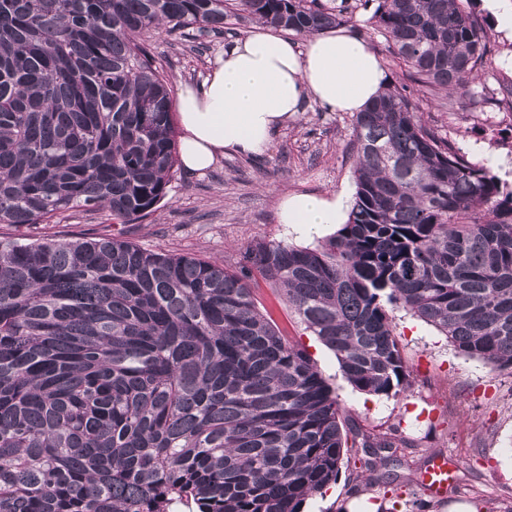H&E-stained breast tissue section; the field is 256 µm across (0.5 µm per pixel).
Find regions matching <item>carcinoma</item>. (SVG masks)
I'll list each match as a JSON object with an SVG mask.
<instances>
[{"instance_id": "obj_1", "label": "carcinoma", "mask_w": 512, "mask_h": 512, "mask_svg": "<svg viewBox=\"0 0 512 512\" xmlns=\"http://www.w3.org/2000/svg\"><path fill=\"white\" fill-rule=\"evenodd\" d=\"M0 0V224L69 211L139 224L179 149L145 37L228 17L296 34L342 22L319 0ZM409 76L473 96L483 25L463 0H378ZM355 193L315 247L238 267L112 237L0 238V512H303L366 456L306 351L260 308L263 280L372 396L412 385L404 311L462 355L512 370V190L387 88L353 118Z\"/></svg>"}]
</instances>
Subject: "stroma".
Instances as JSON below:
<instances>
[{
	"label": "stroma",
	"instance_id": "stroma-1",
	"mask_svg": "<svg viewBox=\"0 0 512 512\" xmlns=\"http://www.w3.org/2000/svg\"><path fill=\"white\" fill-rule=\"evenodd\" d=\"M340 12L348 27L377 51L389 86L406 87L418 100L424 122L458 146L468 160L489 168L512 189V125L492 123L491 115L512 108L500 84L512 85V27L473 0V11L487 31L490 63L478 68V103L454 101L444 92L412 82L371 26V9L361 0H321ZM247 20L221 34L187 29L183 36L152 34L151 51L170 87L201 83L213 59L229 40L247 35ZM352 117L329 112L310 101L299 117L281 127L260 156L227 153L202 175L178 170L152 217L121 225L97 213L68 212L51 225L21 229L0 224V236L24 233L123 234L139 245L174 253H192L236 266L242 252L262 242L315 246L336 232L327 224L306 232L278 221V195L312 191L354 195V159L348 152ZM259 296L289 339L302 344L362 431L407 440L397 449L396 479L365 485L361 472L342 469L324 494L309 498L304 512H387L392 501H428L426 512H512V373L458 354L435 328L397 313L396 332L412 372L409 390L378 398L354 390L344 379L335 355L306 332L269 284ZM448 460L452 478L444 493L430 491L422 476L436 458Z\"/></svg>",
	"mask_w": 512,
	"mask_h": 512
}]
</instances>
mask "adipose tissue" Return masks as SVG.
I'll return each instance as SVG.
<instances>
[{
	"label": "adipose tissue",
	"instance_id": "obj_1",
	"mask_svg": "<svg viewBox=\"0 0 512 512\" xmlns=\"http://www.w3.org/2000/svg\"><path fill=\"white\" fill-rule=\"evenodd\" d=\"M386 74L370 45L340 28L304 44L261 28L225 43L200 85L176 91L180 160L188 172L209 169L230 151L267 150L275 131L313 100L330 112H360L379 94ZM283 224H342L341 197L293 191L279 202Z\"/></svg>",
	"mask_w": 512,
	"mask_h": 512
}]
</instances>
